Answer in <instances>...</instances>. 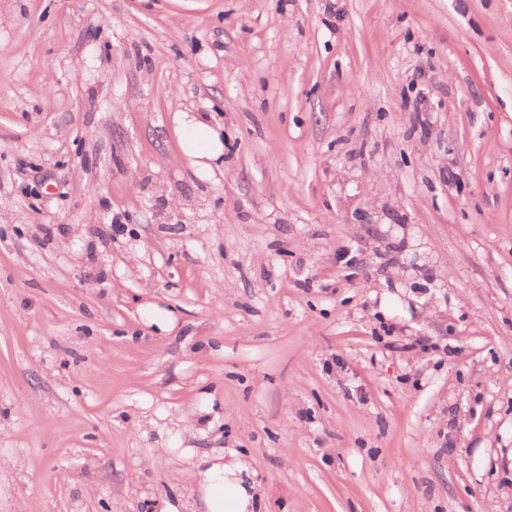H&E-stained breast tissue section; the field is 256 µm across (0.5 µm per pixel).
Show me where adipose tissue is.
<instances>
[{"label":"adipose tissue","mask_w":512,"mask_h":512,"mask_svg":"<svg viewBox=\"0 0 512 512\" xmlns=\"http://www.w3.org/2000/svg\"><path fill=\"white\" fill-rule=\"evenodd\" d=\"M179 144L191 158L214 161L224 153L219 132L208 122L189 113L177 118ZM186 477L205 512H255L259 502L246 463L237 456L228 460L207 457L187 470Z\"/></svg>","instance_id":"1"}]
</instances>
